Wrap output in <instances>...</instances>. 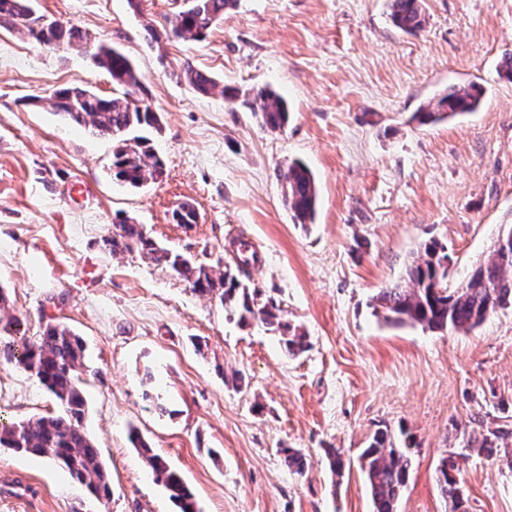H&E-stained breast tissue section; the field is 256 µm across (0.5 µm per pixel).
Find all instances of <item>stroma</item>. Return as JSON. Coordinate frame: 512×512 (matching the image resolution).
I'll return each mask as SVG.
<instances>
[{"instance_id":"35a3bbf8","label":"stroma","mask_w":512,"mask_h":512,"mask_svg":"<svg viewBox=\"0 0 512 512\" xmlns=\"http://www.w3.org/2000/svg\"><path fill=\"white\" fill-rule=\"evenodd\" d=\"M425 24L396 28L388 0H238L203 41L150 46L182 0H37L45 20L77 25L132 61L160 118L149 137L162 175L140 187L112 174V141L71 127L52 91L122 94L84 50L50 48L0 27V288L28 335L61 323L85 341L84 426L112 479L98 500L57 463L0 447V512H178L134 441L184 478L200 512H373L358 458L376 430L411 436L398 512H448L437 466L463 429L512 432V307L474 331L390 327L380 288L403 282L431 239L456 287L512 224V0H422ZM250 96L285 97L283 130L239 102L173 76L183 64ZM478 83L480 109L433 125L413 115L451 86ZM313 172L314 223H295L276 176ZM192 224L173 218L181 204ZM126 217L208 266L232 240L260 256L247 284L306 334L241 326L218 298L168 269L104 245ZM0 333V425L57 406ZM307 457L305 475L284 461ZM340 452L332 475L325 449ZM468 512H512V465L458 458Z\"/></svg>"}]
</instances>
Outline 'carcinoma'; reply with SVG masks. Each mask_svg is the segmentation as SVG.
I'll list each match as a JSON object with an SVG mask.
<instances>
[{"label": "carcinoma", "mask_w": 512, "mask_h": 512, "mask_svg": "<svg viewBox=\"0 0 512 512\" xmlns=\"http://www.w3.org/2000/svg\"><path fill=\"white\" fill-rule=\"evenodd\" d=\"M35 0H0V26L27 31L36 41L48 47H81L91 49L94 67L106 71L112 82L126 88L122 97L106 99L81 87L55 89L51 98L57 112L69 125L91 128L97 135L115 141L113 172L117 180L138 187L163 173L160 158L147 145L143 136L126 137L137 129H159L160 120L151 104L133 96L141 87L130 59L119 50L103 43L91 44L89 34L81 27H62L55 23L35 25L29 18ZM235 6V0H189L185 8L158 31L148 26L147 34L156 43L163 39L203 40L211 27L224 17V11ZM390 17L396 27L415 34L424 25L420 0H390ZM180 75L199 93L215 89L233 101L237 94L220 87L208 74L187 65ZM483 88L475 83L451 86L432 98L414 114L421 124L437 123L476 112L483 101ZM255 98L260 108L253 111L262 125L272 130L287 126L289 110L286 100L270 89H260ZM284 199L297 224L315 220L318 191L314 175L300 161H292L278 170ZM112 251L135 252L156 265L170 268L186 280L202 296H216L226 309L240 311V322H256L279 334L285 352L298 356L307 347L305 334L285 318L274 302L258 301L259 291L250 288L242 277L247 275L257 256L246 243L240 244L235 267L214 270L192 262L161 247L140 224L121 218L113 224L106 239ZM448 248L436 239L425 242L420 253L406 268V286L395 284L382 288L372 298L375 313L393 326H420L430 331L467 332L482 325L498 308L512 306V248L505 252L491 246L488 254L471 274L455 289L446 285ZM20 318L13 316L5 328L16 334L12 354L17 363L31 372L54 398L58 412L26 423L0 427V446L45 457L62 463L72 478L85 484L96 496L110 499L112 486L99 449L82 425L86 399L79 386L77 368L84 352L82 338L64 324L49 323L31 338L21 336ZM512 436L507 430H470L463 432V449L487 458L508 451L505 441ZM137 450L151 469L155 480L168 491L180 512H198L193 493L167 462L143 441ZM411 444L397 442L390 430L375 432L360 455V467L367 477L374 512H398L402 492L411 467ZM458 453L445 457L453 474L438 479L440 493L448 500L450 512H466L465 497L457 466Z\"/></svg>", "instance_id": "obj_1"}]
</instances>
